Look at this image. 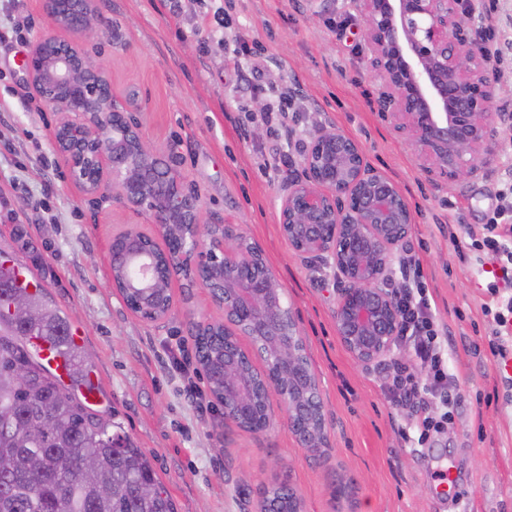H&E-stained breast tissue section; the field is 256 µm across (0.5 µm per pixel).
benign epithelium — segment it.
Masks as SVG:
<instances>
[{
  "label": "benign epithelium",
  "instance_id": "1",
  "mask_svg": "<svg viewBox=\"0 0 512 512\" xmlns=\"http://www.w3.org/2000/svg\"><path fill=\"white\" fill-rule=\"evenodd\" d=\"M92 2L46 0L48 31L30 45L26 72L30 89L57 114L54 140L71 180L91 196L112 189L156 227L154 234L132 227L112 234V288L149 322L172 311L175 277L204 289L224 312L219 321L196 322L199 335L223 342L220 360L203 372L221 387L214 400L224 422L262 434L274 423L276 402L301 447H329L304 337L263 246L240 224L205 218L198 195L172 167L159 172L131 112L134 100L118 102L106 69L83 55L84 42L108 32ZM361 2L377 111L407 137L431 182L464 184L499 135L493 113L512 112L482 49L475 0ZM298 148V170L277 190L280 233L340 283L333 316L344 347L363 365L381 361L399 336L397 296L386 285L414 213L362 145L335 126L309 132ZM284 493L289 512H303L286 483L260 485L257 512H283Z\"/></svg>",
  "mask_w": 512,
  "mask_h": 512
}]
</instances>
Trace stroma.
<instances>
[{"instance_id": "obj_1", "label": "stroma", "mask_w": 512, "mask_h": 512, "mask_svg": "<svg viewBox=\"0 0 512 512\" xmlns=\"http://www.w3.org/2000/svg\"><path fill=\"white\" fill-rule=\"evenodd\" d=\"M94 0L121 40L87 42L118 99L137 97L143 132L198 192L205 216L243 225L265 249L295 311L332 430L329 448H302L283 423L253 435L226 423L196 363L190 323L218 320L201 288L174 280L167 319L134 317L110 286L112 234L153 232L111 198L90 199L69 178L54 143L55 114L31 93L22 61L45 29V0H0L19 26L0 42V251L11 254L68 316L90 352L96 397L120 434L151 457L177 512H255L256 486L289 480L306 512H512V390L503 386L482 312L489 279L459 260L452 224L480 236L512 174V133L481 153L464 186L429 182L405 135L374 107L353 0ZM491 29V62L512 91V0H477ZM223 15V33L215 17ZM241 39L245 51L231 44ZM297 91L288 131L331 124L363 146L415 215L405 256L418 260L432 312L448 340V369L463 396L426 447L416 417L390 392L392 359L358 364L336 335L338 284L289 249L278 224L277 186L298 159L288 131L256 117L255 101ZM498 392L496 405H482ZM449 467L454 485L442 489Z\"/></svg>"}]
</instances>
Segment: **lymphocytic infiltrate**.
I'll list each match as a JSON object with an SVG mask.
<instances>
[{"mask_svg": "<svg viewBox=\"0 0 512 512\" xmlns=\"http://www.w3.org/2000/svg\"><path fill=\"white\" fill-rule=\"evenodd\" d=\"M469 249L476 264L490 269L489 291L495 292L493 319L497 325L490 351L497 364L512 360V294H498L499 282H512V209L498 208L495 222L484 225ZM399 339L410 356L393 364L392 388L400 405L414 409L417 445H424L452 419L462 395L445 362V341L422 288L405 289L398 297Z\"/></svg>", "mask_w": 512, "mask_h": 512, "instance_id": "1", "label": "lymphocytic infiltrate"}]
</instances>
